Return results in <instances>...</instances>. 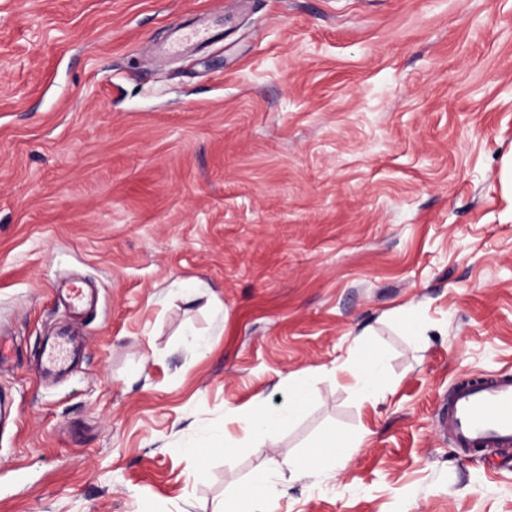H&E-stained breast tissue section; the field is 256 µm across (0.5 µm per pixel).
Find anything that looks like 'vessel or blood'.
Here are the masks:
<instances>
[{"instance_id": "b4317fda", "label": "vessel or blood", "mask_w": 512, "mask_h": 512, "mask_svg": "<svg viewBox=\"0 0 512 512\" xmlns=\"http://www.w3.org/2000/svg\"><path fill=\"white\" fill-rule=\"evenodd\" d=\"M76 354L73 336L63 333L47 339L41 350L44 373L66 371ZM438 423L471 448L511 447L512 377L461 384L451 403L441 411Z\"/></svg>"}]
</instances>
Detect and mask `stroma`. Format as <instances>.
<instances>
[{
  "label": "stroma",
  "mask_w": 512,
  "mask_h": 512,
  "mask_svg": "<svg viewBox=\"0 0 512 512\" xmlns=\"http://www.w3.org/2000/svg\"><path fill=\"white\" fill-rule=\"evenodd\" d=\"M0 338V512H212L271 461L272 512H512V447L437 428L512 376V0H0ZM330 431L345 468L289 471ZM77 352L71 335L63 333L47 339L41 350L43 372L52 375L66 371ZM364 400L372 401L383 395L385 381L381 361L375 352L357 360L351 367ZM308 389L304 384L293 386L288 404L271 410L260 402L237 414L245 437L258 452L266 450L267 440L276 431L287 427L300 413L308 400Z\"/></svg>",
  "instance_id": "35a3bbf8"
}]
</instances>
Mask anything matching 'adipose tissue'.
Listing matches in <instances>:
<instances>
[{
	"label": "adipose tissue",
	"mask_w": 512,
	"mask_h": 512,
	"mask_svg": "<svg viewBox=\"0 0 512 512\" xmlns=\"http://www.w3.org/2000/svg\"><path fill=\"white\" fill-rule=\"evenodd\" d=\"M307 400V387L297 384L292 389L287 405L281 408L272 410L257 403L249 409L241 411L238 421L255 450L265 451L269 437L274 432L287 427L303 409ZM359 445V440L331 433L324 438L321 453L292 462L289 468L292 472L304 473L316 470L328 462L342 468L348 463L351 450Z\"/></svg>",
	"instance_id": "adipose-tissue-1"
}]
</instances>
